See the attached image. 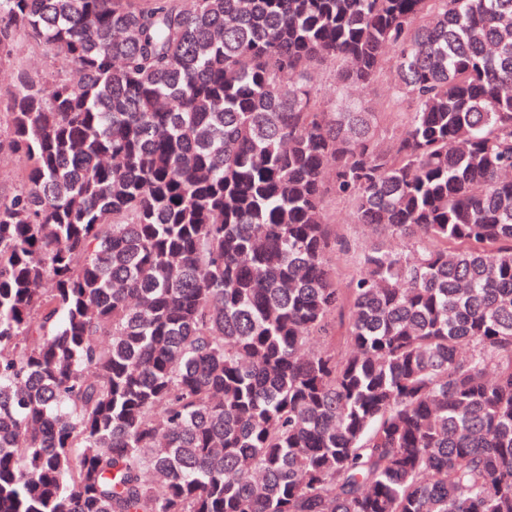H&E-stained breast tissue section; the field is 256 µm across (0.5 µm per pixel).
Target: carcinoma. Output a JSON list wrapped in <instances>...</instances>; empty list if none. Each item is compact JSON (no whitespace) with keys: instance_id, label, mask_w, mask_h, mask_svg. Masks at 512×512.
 <instances>
[{"instance_id":"cac0c4a2","label":"carcinoma","mask_w":512,"mask_h":512,"mask_svg":"<svg viewBox=\"0 0 512 512\" xmlns=\"http://www.w3.org/2000/svg\"><path fill=\"white\" fill-rule=\"evenodd\" d=\"M21 36L0 512H512V0H0ZM329 195L383 236L345 289ZM17 66L39 72L57 70V63L44 52L33 45L31 40L20 39L16 48Z\"/></svg>"}]
</instances>
